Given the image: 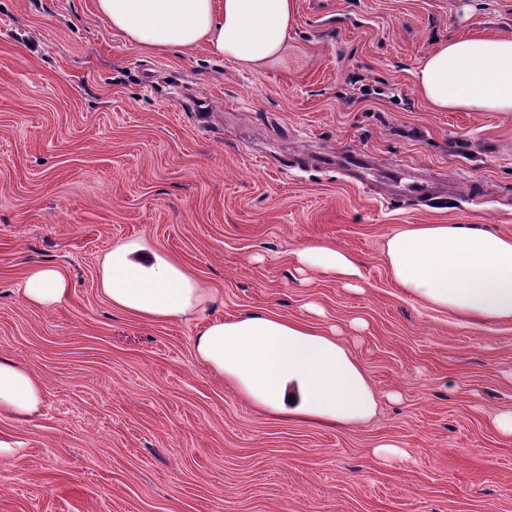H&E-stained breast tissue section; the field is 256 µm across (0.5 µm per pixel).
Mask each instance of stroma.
Returning a JSON list of instances; mask_svg holds the SVG:
<instances>
[{
	"mask_svg": "<svg viewBox=\"0 0 512 512\" xmlns=\"http://www.w3.org/2000/svg\"><path fill=\"white\" fill-rule=\"evenodd\" d=\"M512 35V0H295L284 48L246 68L151 51L96 0H0V355L44 384L0 418V512H512V325H459L403 294L384 260L405 224L512 236V112L434 110L415 74L448 38ZM376 162L351 183L332 152ZM399 171L454 183L424 202ZM359 265L305 280L306 238ZM143 241L214 296L147 324L98 288ZM67 299L21 303L31 264ZM272 311L336 326L378 392L336 429L279 420L195 357L213 318ZM393 443L405 457L377 461Z\"/></svg>",
	"mask_w": 512,
	"mask_h": 512,
	"instance_id": "obj_1",
	"label": "stroma"
}]
</instances>
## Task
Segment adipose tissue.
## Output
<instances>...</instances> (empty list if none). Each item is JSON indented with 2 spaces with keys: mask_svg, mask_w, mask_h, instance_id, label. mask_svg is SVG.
Wrapping results in <instances>:
<instances>
[{
  "mask_svg": "<svg viewBox=\"0 0 512 512\" xmlns=\"http://www.w3.org/2000/svg\"><path fill=\"white\" fill-rule=\"evenodd\" d=\"M113 29L164 51L206 45L211 56L245 67L280 55L294 0H97ZM421 96L441 112H512V36L452 38L416 74ZM303 272L349 282L361 270L335 245L306 240ZM390 276L404 294L462 324L512 325V236L474 224H411L384 247ZM100 290L113 309L146 323L191 315L211 296L176 260L138 240L101 261ZM68 281L57 266L33 265L19 290L27 306L62 303ZM197 359L270 416L333 428L369 420L376 392L335 331L267 311L208 322L195 338ZM44 403L41 379L0 357V416L25 424Z\"/></svg>",
  "mask_w": 512,
  "mask_h": 512,
  "instance_id": "1",
  "label": "adipose tissue"
}]
</instances>
